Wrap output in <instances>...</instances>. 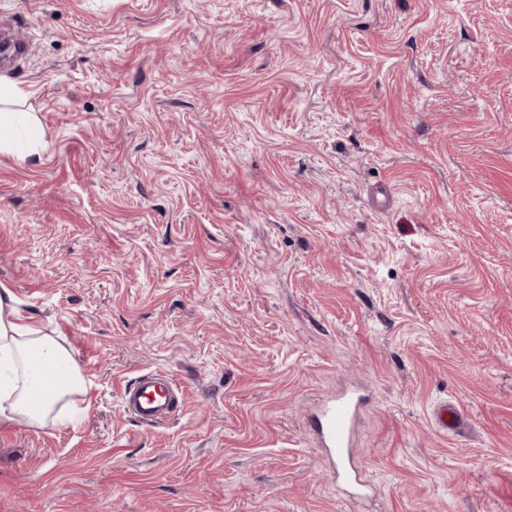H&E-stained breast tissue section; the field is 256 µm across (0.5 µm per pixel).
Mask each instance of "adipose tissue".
Wrapping results in <instances>:
<instances>
[{
	"mask_svg": "<svg viewBox=\"0 0 512 512\" xmlns=\"http://www.w3.org/2000/svg\"><path fill=\"white\" fill-rule=\"evenodd\" d=\"M28 96L19 84L0 81V152L9 149L8 130L18 120L38 132L33 113L22 116L14 110ZM14 303L12 291L1 288L0 417H20L40 427L72 423L77 399L87 393L86 379L73 355L16 311Z\"/></svg>",
	"mask_w": 512,
	"mask_h": 512,
	"instance_id": "obj_1",
	"label": "adipose tissue"
}]
</instances>
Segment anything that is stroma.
<instances>
[{"label":"stroma","mask_w":512,"mask_h":512,"mask_svg":"<svg viewBox=\"0 0 512 512\" xmlns=\"http://www.w3.org/2000/svg\"><path fill=\"white\" fill-rule=\"evenodd\" d=\"M4 40L0 284L89 390L0 419V512H512V0H0ZM349 389L356 500L308 423ZM28 96L29 92L19 84L0 81V152L9 149L11 138L6 130L19 121L21 114L24 115L32 134L38 138L39 125L33 112L19 113L10 108L26 101ZM121 403L142 424L156 426L179 414L180 391L166 372L146 370L125 388ZM432 421L445 434L457 433L463 428L464 420L458 408L444 401L436 405L432 411Z\"/></svg>","instance_id":"stroma-1"}]
</instances>
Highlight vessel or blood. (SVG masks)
<instances>
[{"label": "vessel or blood", "mask_w": 512, "mask_h": 512, "mask_svg": "<svg viewBox=\"0 0 512 512\" xmlns=\"http://www.w3.org/2000/svg\"><path fill=\"white\" fill-rule=\"evenodd\" d=\"M121 403L125 411L142 424L156 426L170 422L179 414L180 391L166 372L147 370L125 388ZM363 403L360 393H342L327 399L311 418L320 447L334 464L337 484L350 489L355 498L362 497L367 487L349 455L354 421ZM432 420L445 433L458 432L464 425L458 408L448 402L434 407Z\"/></svg>", "instance_id": "obj_1"}]
</instances>
